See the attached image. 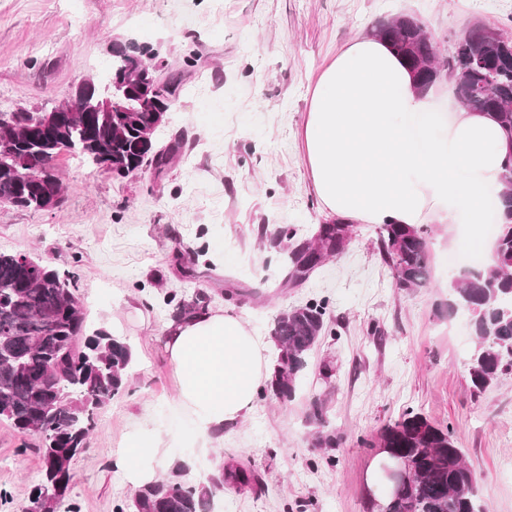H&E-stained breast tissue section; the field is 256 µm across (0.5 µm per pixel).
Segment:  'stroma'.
I'll return each mask as SVG.
<instances>
[{
	"label": "stroma",
	"instance_id": "1",
	"mask_svg": "<svg viewBox=\"0 0 512 512\" xmlns=\"http://www.w3.org/2000/svg\"><path fill=\"white\" fill-rule=\"evenodd\" d=\"M404 14L444 54L478 20L512 35V0H0V112L52 109L104 75L115 41L149 47L160 81L180 83L155 134L157 149L178 148L163 172L148 163L116 178L64 152L54 162L61 207L0 205V251L73 274L88 325L134 351L127 389L100 409L56 512H115L130 502L115 460L137 429L162 438L164 466L254 471L261 492L225 485L223 512H369V492L383 488L369 442L408 410L452 428L487 512H512V376L480 394L469 385L475 338L446 308L459 270L453 226L427 225L425 287L395 288L378 225L359 222L344 253L302 286L281 285L278 229L305 237L334 221L302 138L317 79L357 36ZM199 292L210 308L243 319L268 361L280 312L329 302L328 331L295 398L259 396L204 449L186 441L191 426L165 353L171 299ZM328 362L329 382L320 375ZM313 399L325 405L324 425L308 418ZM323 429L335 432L336 447H317ZM38 444L0 423V512H23L40 472Z\"/></svg>",
	"mask_w": 512,
	"mask_h": 512
}]
</instances>
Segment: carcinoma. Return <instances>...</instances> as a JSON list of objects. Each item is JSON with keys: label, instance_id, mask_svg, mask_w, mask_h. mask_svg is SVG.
<instances>
[{"label": "carcinoma", "instance_id": "obj_1", "mask_svg": "<svg viewBox=\"0 0 512 512\" xmlns=\"http://www.w3.org/2000/svg\"><path fill=\"white\" fill-rule=\"evenodd\" d=\"M373 33L401 59L425 93L446 77L469 112L490 116L501 127L505 143L499 209L502 219L494 237L496 264L463 270L448 290V315L469 319L477 345L468 363L473 392L481 393L512 374V37L478 23L439 58L438 46L426 26L400 15L378 23ZM128 46H112L107 75L146 71L144 58ZM113 86L99 87L93 79L75 90L53 122L39 114L0 113V202L30 210L59 207L61 187L51 177L59 151L72 150L88 163L124 176L147 159L159 167L174 151H154V136L173 106L177 86L162 88L154 100L129 85L120 92V106L107 111L101 100ZM290 242L283 283L297 286L327 258L336 256V224H320L301 240L282 228ZM380 251L400 289L421 288L428 280V240L420 225L384 224ZM72 279L28 253L0 252V423L41 442L40 477L29 493L38 512H55L73 479L72 461L86 449L98 409L126 389L133 351L109 332L85 330V311L72 291ZM208 297L198 294L176 305L173 317L185 320L205 311ZM326 300L308 301L281 313L272 336L276 354L271 378L262 392L292 399L309 353L326 329ZM98 393L96 400L89 396ZM404 457L416 479L409 483L391 512H487L476 490V474L456 446L454 431L406 412L382 427L375 442ZM250 487L252 471L227 468L211 480L216 490L224 482ZM211 501L200 486L187 480L181 466L170 476L137 491L133 512H205Z\"/></svg>", "mask_w": 512, "mask_h": 512}]
</instances>
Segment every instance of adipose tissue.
<instances>
[{"mask_svg":"<svg viewBox=\"0 0 512 512\" xmlns=\"http://www.w3.org/2000/svg\"><path fill=\"white\" fill-rule=\"evenodd\" d=\"M313 187L329 214L367 224H480L501 191L505 147L488 116L434 111L400 60L356 39L321 73L302 132ZM165 345L179 405L207 441L253 408L268 375L238 318L208 311L169 324ZM128 483L155 481V436L128 435L116 459Z\"/></svg>","mask_w":512,"mask_h":512,"instance_id":"obj_1","label":"adipose tissue"}]
</instances>
